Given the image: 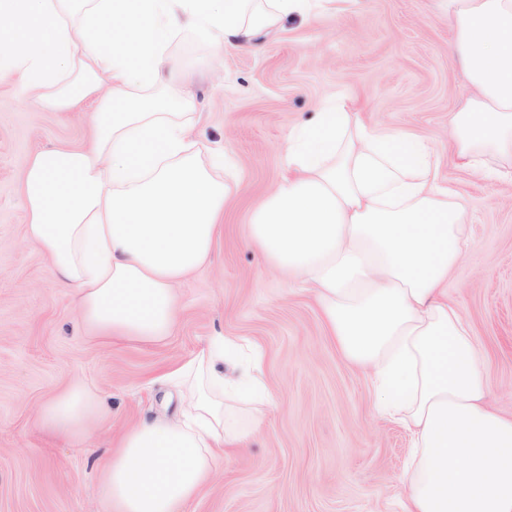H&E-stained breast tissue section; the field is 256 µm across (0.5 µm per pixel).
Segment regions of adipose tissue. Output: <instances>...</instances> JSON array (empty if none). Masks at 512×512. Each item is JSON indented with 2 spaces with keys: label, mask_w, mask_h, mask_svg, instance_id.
I'll use <instances>...</instances> for the list:
<instances>
[{
  "label": "adipose tissue",
  "mask_w": 512,
  "mask_h": 512,
  "mask_svg": "<svg viewBox=\"0 0 512 512\" xmlns=\"http://www.w3.org/2000/svg\"><path fill=\"white\" fill-rule=\"evenodd\" d=\"M468 92L448 124V163L512 182V0H443ZM359 0H0V81L51 112L96 103L92 138L28 158L27 239L69 289L92 336L171 335L176 289L205 265L238 179L227 155L200 161L193 94L173 49L194 34L223 58L289 16L352 13ZM284 176L253 211L247 245L299 281L328 336L365 369L376 412L413 454L400 512H512V415L490 407L486 352L446 293L472 242L467 204L437 176L424 138L367 125L342 96L292 128ZM244 340L213 337L169 373L183 410L129 429L99 479L106 512H182L228 448H244L271 405L262 357L225 377ZM79 384L38 422L86 441L109 420Z\"/></svg>",
  "instance_id": "ef3b65f1"
}]
</instances>
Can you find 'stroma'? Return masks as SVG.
<instances>
[{
  "instance_id": "obj_1",
  "label": "stroma",
  "mask_w": 512,
  "mask_h": 512,
  "mask_svg": "<svg viewBox=\"0 0 512 512\" xmlns=\"http://www.w3.org/2000/svg\"><path fill=\"white\" fill-rule=\"evenodd\" d=\"M435 0H360L356 14L286 19L252 50L225 52L186 35L174 48L199 103L197 138L237 164L212 260L177 289L181 314L158 344L103 341L84 331L69 291L24 237L19 184L29 154L81 147L87 104L46 112L0 83V512H103L99 471L130 426L174 414L166 376L211 337L261 350L273 395L248 447L227 450L185 512H399L410 457L402 426L372 408L368 375L325 332L314 301L245 245L251 211L283 175L280 147L326 99L343 95L362 119L448 142L464 92ZM439 179L469 203L474 238L448 278V297L489 358L488 400L512 413V186L448 164ZM79 383L111 419L79 445L44 433L40 406Z\"/></svg>"
}]
</instances>
